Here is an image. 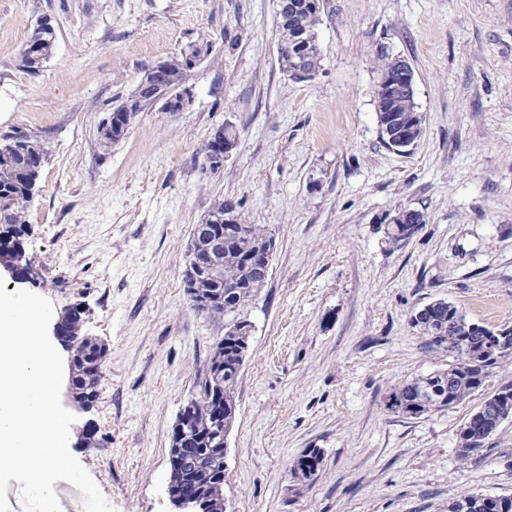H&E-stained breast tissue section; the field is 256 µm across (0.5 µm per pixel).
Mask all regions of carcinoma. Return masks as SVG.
Returning a JSON list of instances; mask_svg holds the SVG:
<instances>
[{
	"instance_id": "1",
	"label": "carcinoma",
	"mask_w": 512,
	"mask_h": 512,
	"mask_svg": "<svg viewBox=\"0 0 512 512\" xmlns=\"http://www.w3.org/2000/svg\"><path fill=\"white\" fill-rule=\"evenodd\" d=\"M301 0H278L277 16L280 45L285 46L297 30L320 23V8L301 9ZM36 47L24 44L20 67L37 74L49 59L47 51L55 49L56 32L51 20L42 17L32 34ZM316 41H307L291 51L280 50L281 66L289 75L301 67L311 72L319 68ZM190 67L185 55L174 56L143 71L142 84L161 83L177 92L185 87ZM377 114L381 126L394 118L414 121L409 101L385 98L377 93ZM148 109L137 94L121 101L98 129L99 145L108 149L127 134L138 113ZM47 151L43 144L26 135H6L0 142V254L24 258L22 237L26 233L25 211L39 189L41 169ZM215 231L227 228L234 235L224 241V260L214 270H199L197 264L206 259L187 254L184 288L194 305L219 319H224V336L217 339L209 353L203 373L197 379V393L187 401L185 413L192 422L193 438L184 448L202 459L200 468H188L180 462L176 446L170 448V480L175 489L198 503L200 512H226L224 497V424H233L237 412L236 386L244 356L248 353L252 325L246 319L247 308L256 300L267 276L257 261L268 252L273 235L259 224L242 221L236 206L222 201L215 204L205 218ZM413 327L427 337L430 345L442 348L452 357L448 368L417 377L391 389L387 406L407 419H423L460 402L476 391L502 361L512 357V346L494 349L499 331L483 324H472L457 307L444 299L415 311L410 318ZM67 343L73 348L75 397L92 403L97 398L104 377L107 348L85 334L81 318L74 314L67 324ZM224 372V395H211L213 376ZM512 397V385L488 395L467 419L459 432L458 456L467 460L482 452L488 436L490 416L501 406L500 393ZM322 462L321 451L311 448L293 463L292 472L305 480L316 478ZM448 512H512V496L468 494L453 502Z\"/></svg>"
}]
</instances>
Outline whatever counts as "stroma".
Segmentation results:
<instances>
[{"label":"stroma","instance_id":"1","mask_svg":"<svg viewBox=\"0 0 512 512\" xmlns=\"http://www.w3.org/2000/svg\"><path fill=\"white\" fill-rule=\"evenodd\" d=\"M277 0H0V137L47 150L26 209L28 282L54 312L86 308L109 355L91 411L100 448H76L114 512H176L169 452L177 416L222 321L183 288L196 224L231 200L276 242L247 310L250 349L228 438L227 512H448L467 494L512 495V420L479 459L461 426L512 384V359L482 392L425 419L386 407L404 380L447 368L412 327L448 300L512 326V0H320V67L291 79ZM56 31L37 76L18 66L38 17ZM188 108L139 113L110 149L97 127L145 66L193 48ZM415 77L422 134L388 147L376 112L379 54ZM236 146L217 172L204 146ZM401 208L425 222L401 246ZM318 448L315 480L291 474ZM235 139L229 137L224 127L217 129L209 139L206 147L207 167L209 170L219 169L223 163L224 158L233 149ZM417 213L418 212H416L415 210L403 209V210L399 211V213L396 217H394V219H393L394 224H390L389 225L390 228H388L389 239L393 245L398 246V245L403 244L406 240H408L410 237H412L415 234L416 226H418V230H419L421 228V225L424 224V222H425L424 215L420 212H419L420 219L417 220L418 224H398L396 219L401 220L402 222H407V219H409V217L412 220L417 219ZM407 223H409V222H407ZM411 226H413V229L415 232L409 233L408 230Z\"/></svg>","mask_w":512,"mask_h":512}]
</instances>
